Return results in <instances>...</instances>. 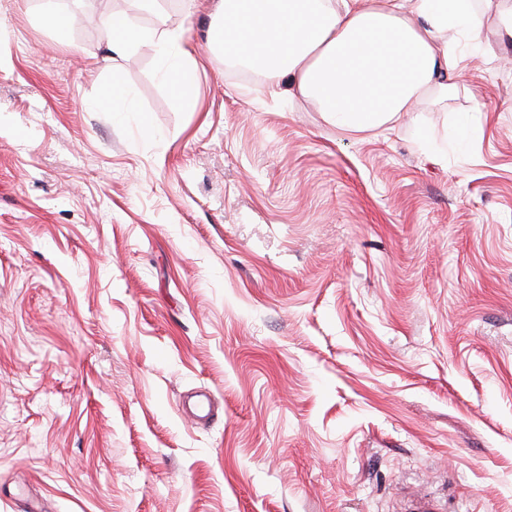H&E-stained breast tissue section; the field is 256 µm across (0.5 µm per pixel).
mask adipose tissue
I'll return each instance as SVG.
<instances>
[{"mask_svg":"<svg viewBox=\"0 0 512 512\" xmlns=\"http://www.w3.org/2000/svg\"><path fill=\"white\" fill-rule=\"evenodd\" d=\"M474 0H217L224 55L289 100L315 101L326 122L360 133L394 126L454 88V46L474 26ZM107 49L181 44L166 23L151 31L133 17H103Z\"/></svg>","mask_w":512,"mask_h":512,"instance_id":"adipose-tissue-1","label":"adipose tissue"}]
</instances>
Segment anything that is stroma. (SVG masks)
<instances>
[{
    "mask_svg": "<svg viewBox=\"0 0 512 512\" xmlns=\"http://www.w3.org/2000/svg\"><path fill=\"white\" fill-rule=\"evenodd\" d=\"M0 0V512H512V40L350 133ZM124 93L110 98L113 81ZM186 60L184 61H172L169 63L166 70V78L171 79L176 83L179 89L190 84L193 77L192 59L188 51H184Z\"/></svg>",
    "mask_w": 512,
    "mask_h": 512,
    "instance_id": "35a3bbf8",
    "label": "stroma"
}]
</instances>
